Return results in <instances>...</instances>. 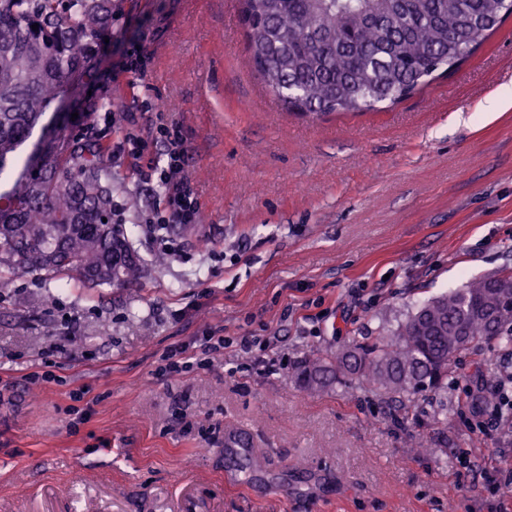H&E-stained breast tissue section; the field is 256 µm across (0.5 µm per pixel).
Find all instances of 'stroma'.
I'll list each match as a JSON object with an SVG mask.
<instances>
[{
	"instance_id": "1",
	"label": "stroma",
	"mask_w": 512,
	"mask_h": 512,
	"mask_svg": "<svg viewBox=\"0 0 512 512\" xmlns=\"http://www.w3.org/2000/svg\"><path fill=\"white\" fill-rule=\"evenodd\" d=\"M143 75H119L132 51ZM89 97L188 145L200 224L125 288L0 287V512H487L512 440L473 401L512 365L475 340L444 390L303 388L296 366L390 336L423 302L512 269V17L449 77L374 112L288 111L249 63L240 0H115ZM112 202L142 256L154 195L93 112ZM274 336L163 378L211 333ZM274 361V372L263 369ZM49 372V381H29ZM84 388L90 415L71 430ZM112 454L98 456L104 443ZM469 453L473 468L456 469Z\"/></svg>"
}]
</instances>
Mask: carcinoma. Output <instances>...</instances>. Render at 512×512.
Listing matches in <instances>:
<instances>
[{
  "instance_id": "cac0c4a2",
  "label": "carcinoma",
  "mask_w": 512,
  "mask_h": 512,
  "mask_svg": "<svg viewBox=\"0 0 512 512\" xmlns=\"http://www.w3.org/2000/svg\"><path fill=\"white\" fill-rule=\"evenodd\" d=\"M250 62L302 114L368 112L449 74L511 16L504 0H240ZM112 0H0V284L30 273L122 287L147 260L111 222L106 148L39 135L65 87L90 81ZM38 29H32L33 24ZM512 345V269L470 282L409 316L388 340L308 360L297 379L410 400L448 387L477 337Z\"/></svg>"
}]
</instances>
